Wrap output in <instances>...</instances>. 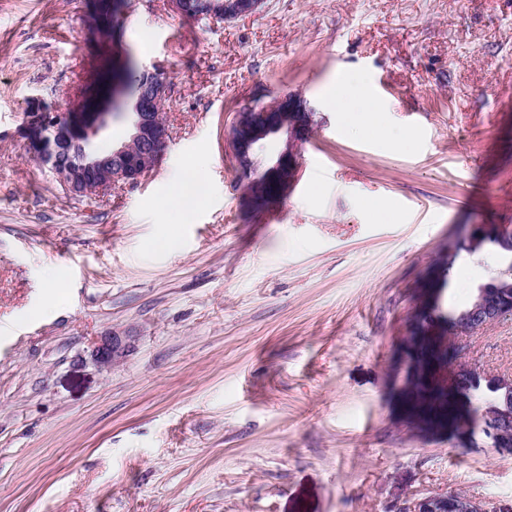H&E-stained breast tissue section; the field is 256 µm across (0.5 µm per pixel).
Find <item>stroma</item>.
<instances>
[{"label": "stroma", "instance_id": "1", "mask_svg": "<svg viewBox=\"0 0 512 512\" xmlns=\"http://www.w3.org/2000/svg\"><path fill=\"white\" fill-rule=\"evenodd\" d=\"M89 8L0 0V512H394L459 491L512 512V456L412 435L393 371L437 256L512 226V0H265L217 26L130 0L123 42L166 77L171 139L138 183L75 197L16 130L33 96L67 109L95 78ZM348 75L380 132L330 102ZM286 92L314 132L287 195L244 208L227 129ZM191 159L206 202L165 225ZM507 266L458 252L444 309ZM114 331L131 349L105 370L91 349ZM466 359L512 373V318Z\"/></svg>", "mask_w": 512, "mask_h": 512}]
</instances>
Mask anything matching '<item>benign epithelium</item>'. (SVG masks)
Masks as SVG:
<instances>
[{
  "label": "benign epithelium",
  "instance_id": "benign-epithelium-1",
  "mask_svg": "<svg viewBox=\"0 0 512 512\" xmlns=\"http://www.w3.org/2000/svg\"><path fill=\"white\" fill-rule=\"evenodd\" d=\"M262 0H212L208 12L213 23L253 13ZM160 89L150 80L139 89L133 112L129 116L130 134L112 153L98 156L94 152L97 139L109 128L111 117L102 113L84 121L77 112H49L44 99L37 97L18 129L28 154L49 166L66 193L81 196L89 191L105 194L118 184H135L159 164L170 139V130L163 113L158 111ZM314 125V110L299 94L284 93L271 104L256 106L236 114L228 132L229 147L239 169L247 202H267L280 199L287 192L298 171L299 149L308 140ZM283 138L282 147L264 167L265 180H260L257 154L274 138ZM504 294L495 289H478L470 307L449 314L459 324L456 338L471 337L489 326L512 316V305L503 303ZM439 301L434 288L416 304L406 335L401 340V354L394 371L402 375L400 390H405L419 376V368L408 355L414 340L425 339L440 349L456 347L448 331L426 320V315ZM131 337L112 332L101 337L92 347V357L101 368L120 362L129 352ZM471 377L494 381L505 395V407L496 414V427L485 423L475 425L472 415L465 412L461 421L436 422L428 425L400 409L407 426L420 438L430 439L448 433L464 447H476L487 442L501 455L512 456V374L491 373L479 365L457 362L453 368L436 370V381L449 387H460ZM397 512H490L488 502L461 492L430 493L406 499Z\"/></svg>",
  "mask_w": 512,
  "mask_h": 512
}]
</instances>
